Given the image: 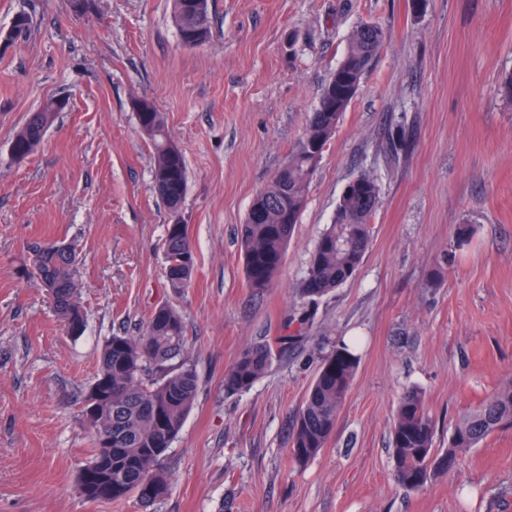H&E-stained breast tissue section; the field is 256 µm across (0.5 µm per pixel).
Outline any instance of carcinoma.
I'll return each mask as SVG.
<instances>
[{
  "label": "carcinoma",
  "mask_w": 512,
  "mask_h": 512,
  "mask_svg": "<svg viewBox=\"0 0 512 512\" xmlns=\"http://www.w3.org/2000/svg\"><path fill=\"white\" fill-rule=\"evenodd\" d=\"M174 10L179 36L203 44L210 33L209 0H174ZM30 26L28 15H17L5 40L25 35ZM384 38L378 26L362 23L352 31L344 59L353 66L355 82L361 81ZM340 76L333 72L322 88L304 137L288 155L284 164L288 180L283 182L274 174L240 226L246 279L255 290L271 287L282 267L316 167L309 145L318 140L325 146L342 116L324 107L325 95L336 87ZM64 107L65 103L54 99L28 113L10 141L15 160L23 161L37 150ZM134 110L140 132L151 142L153 182L169 215L167 280L171 288L181 290L188 287L195 269L188 225L182 220L187 188L185 157L169 134L164 114L150 101H137ZM378 204L376 181L365 173L357 175L351 193L341 196L331 224L311 253L299 285L301 297L315 301L356 276L372 245V219ZM30 263L68 332L81 334L84 317L77 302L74 249L69 246L67 251L58 252L51 244L34 245ZM273 353L267 340L242 351L224 371V392L237 394L250 389L267 372ZM357 368L358 359L347 344L336 345L323 359L294 427L290 448L294 462L304 464L325 447ZM198 385L197 373L186 359L184 325L176 309L157 308L136 337L108 338L84 406V412L93 418L95 454L81 471L80 494L91 501H115L135 494L145 503L163 496L167 479L161 460L195 403ZM505 426H512V382L466 413L455 425L448 447L439 449L422 396L408 390L398 401L391 430L394 477L402 487L418 490L431 476L453 470L460 451L477 447Z\"/></svg>",
  "instance_id": "cac0c4a2"
}]
</instances>
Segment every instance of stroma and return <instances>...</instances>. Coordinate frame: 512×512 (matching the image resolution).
<instances>
[{
    "mask_svg": "<svg viewBox=\"0 0 512 512\" xmlns=\"http://www.w3.org/2000/svg\"><path fill=\"white\" fill-rule=\"evenodd\" d=\"M31 34L0 40V512H512V427L419 490L393 476L389 437L416 389L443 449L468 410L512 381V0H210L211 33L184 46L172 0H0ZM386 34L308 182L270 288H248L237 242L257 193L305 134L357 25ZM65 99L43 145L15 162L27 114ZM164 112L185 156L189 288L165 274L168 214L134 103ZM380 190L357 275L317 301L297 288L345 185ZM472 226L458 245V226ZM66 243L86 316L68 335L28 272L34 244ZM182 316L199 386L168 449V491L93 502L83 413L103 343L159 306ZM267 373L228 395L247 347ZM358 370L325 448L289 455L306 392L338 341ZM273 353L269 340L257 342L242 351L224 372V392L237 394L249 390L267 372Z\"/></svg>",
    "mask_w": 512,
    "mask_h": 512,
    "instance_id": "stroma-1",
    "label": "stroma"
}]
</instances>
